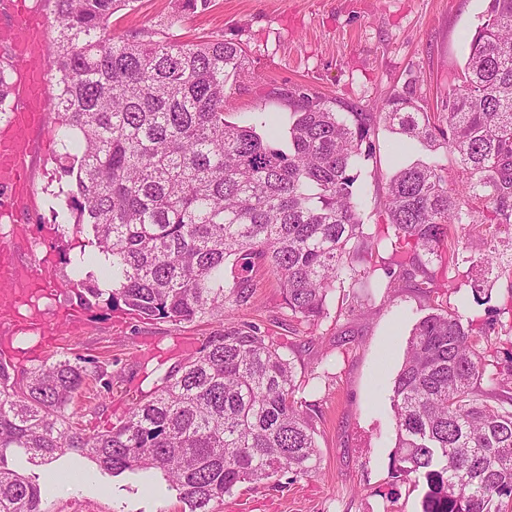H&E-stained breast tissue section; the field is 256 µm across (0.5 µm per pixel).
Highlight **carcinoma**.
<instances>
[{
	"label": "carcinoma",
	"mask_w": 512,
	"mask_h": 512,
	"mask_svg": "<svg viewBox=\"0 0 512 512\" xmlns=\"http://www.w3.org/2000/svg\"><path fill=\"white\" fill-rule=\"evenodd\" d=\"M54 18L46 45L59 78L48 111L63 114L61 146L75 176L66 197L75 224L91 226L109 260L107 304L175 325L246 305L253 285L226 277L261 261L277 276L290 320L318 327L336 287L369 280L389 246L388 292L436 290L433 263L456 228L485 241L512 224V0H490L463 68V85L431 112L414 86L360 112L304 85L288 89L285 132L225 118L229 82L245 48L222 36L183 43L170 33L182 12L212 0H173V15L141 37H112V16L139 0H45ZM14 64L0 63V112ZM430 150L445 149L464 180L417 160L385 178L379 199L393 238L368 231L353 169L373 156L380 127ZM488 324L462 322L439 304L414 326L393 385L395 467L423 476V512H512V396L478 393L488 363ZM102 366L57 360L12 372L0 360V512H43L38 479L8 467L22 450L49 464L71 454L112 474L164 473L188 512L242 484L280 473L315 476L317 415L295 400L291 360L256 323L228 321L153 389L128 400L112 428L86 434L75 398Z\"/></svg>",
	"instance_id": "1"
}]
</instances>
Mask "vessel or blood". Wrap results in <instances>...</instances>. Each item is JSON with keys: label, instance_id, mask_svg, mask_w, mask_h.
<instances>
[{"label": "vessel or blood", "instance_id": "1", "mask_svg": "<svg viewBox=\"0 0 512 512\" xmlns=\"http://www.w3.org/2000/svg\"><path fill=\"white\" fill-rule=\"evenodd\" d=\"M6 27L0 28V39L9 43L21 58H38L44 53L45 25L37 8L17 0ZM47 73L39 67L19 72L12 87L21 105L11 113L0 131V188L8 191L10 219H24L33 206L30 184V158L33 134L46 124L45 89ZM42 284L28 266L18 262L12 250L0 246V315L9 316L16 306L39 293Z\"/></svg>", "mask_w": 512, "mask_h": 512}]
</instances>
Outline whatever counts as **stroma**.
Wrapping results in <instances>:
<instances>
[{
    "label": "stroma",
    "instance_id": "obj_1",
    "mask_svg": "<svg viewBox=\"0 0 512 512\" xmlns=\"http://www.w3.org/2000/svg\"><path fill=\"white\" fill-rule=\"evenodd\" d=\"M489 0H212L203 13L183 15L173 32L189 40L206 33L243 45L245 72L227 86L226 118L257 122L265 112H284L281 95L305 85L336 101L342 111L361 110L413 82L431 109L461 86L469 41L485 18ZM172 11L171 0H143L137 14L112 24L113 37L156 29ZM60 119L34 135L31 185L35 206L20 223L0 221V244L31 267L51 293L40 302L42 333L17 331L0 321V336L13 335L16 369L59 359L115 360L124 376L104 406L79 418L86 433L109 430L126 409L125 397L151 390L179 360L198 350L221 326L220 319L174 325L140 318L104 299L85 297L74 278L81 255H94L90 226L75 229L65 197L75 181L61 169ZM420 145L379 130L372 159L360 161L354 188L365 196L366 223H380L374 203L378 175L422 157ZM481 252L460 249L449 272L444 301L463 319L494 321L492 363L480 389L491 393L493 373L512 365V279L480 275ZM376 271L363 298L366 315L340 313L341 292L328 299L329 316L315 332H295L277 279L255 276L251 305L235 311L240 321L265 327L295 364L298 400L320 417V472L313 477L280 474L259 485L244 484L216 503L215 512H422L425 482L397 472L392 387L415 323L431 299L414 288L387 295ZM16 470L45 476L49 469H78L76 482L43 485V512H182L176 490L158 471L110 474L87 458L64 456L47 466L17 453Z\"/></svg>",
    "mask_w": 512,
    "mask_h": 512
}]
</instances>
